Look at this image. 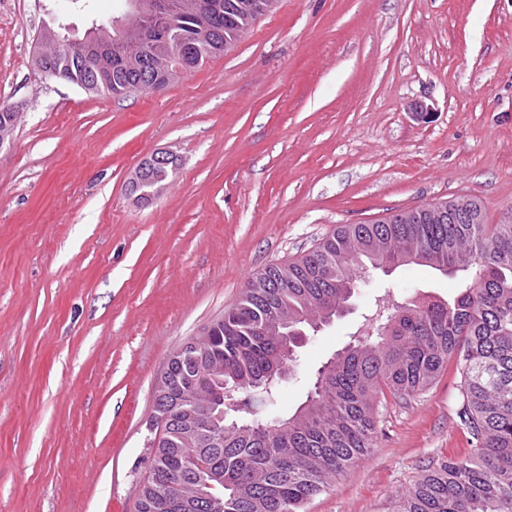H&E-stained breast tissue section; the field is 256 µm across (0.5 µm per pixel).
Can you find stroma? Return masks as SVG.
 <instances>
[{
	"label": "stroma",
	"instance_id": "1",
	"mask_svg": "<svg viewBox=\"0 0 512 512\" xmlns=\"http://www.w3.org/2000/svg\"><path fill=\"white\" fill-rule=\"evenodd\" d=\"M124 0H0V512H136L154 385L267 265L342 224L471 195L512 209V0H278L224 53L161 91L85 93L45 76L27 38H83ZM158 151L163 194L127 185ZM457 282L370 271L297 352L280 414L381 315ZM460 376L386 397L372 454L305 512H389L464 455ZM153 159L158 164H163L167 154L160 151L140 164L129 182V194L136 202L149 201L160 196L181 167V160L175 154H168V160L163 165L156 164Z\"/></svg>",
	"mask_w": 512,
	"mask_h": 512
}]
</instances>
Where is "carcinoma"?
Wrapping results in <instances>:
<instances>
[{
    "label": "carcinoma",
    "instance_id": "cac0c4a2",
    "mask_svg": "<svg viewBox=\"0 0 512 512\" xmlns=\"http://www.w3.org/2000/svg\"><path fill=\"white\" fill-rule=\"evenodd\" d=\"M177 19L191 44L188 71L224 54L265 12L264 0H218L211 28L199 18L211 0H190ZM78 43L39 70L92 94L158 89L165 63L128 65ZM181 160L146 158L129 182L138 202L162 194ZM419 265L464 274L451 299L398 306L374 336L345 347L317 371L306 401L288 417L261 407L296 366L306 329L339 315L369 268ZM456 362L460 424L470 454L427 470L396 496L392 512H512V212L486 223L477 199L345 224L299 258L273 263L203 337L179 347L154 388L152 461L137 512H304L336 477L370 456L375 404L412 398Z\"/></svg>",
    "mask_w": 512,
    "mask_h": 512
}]
</instances>
